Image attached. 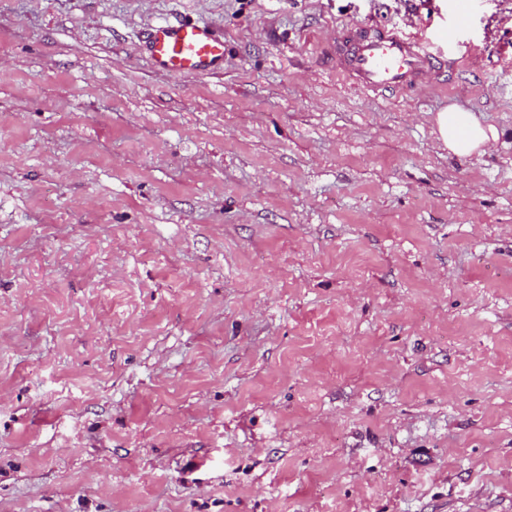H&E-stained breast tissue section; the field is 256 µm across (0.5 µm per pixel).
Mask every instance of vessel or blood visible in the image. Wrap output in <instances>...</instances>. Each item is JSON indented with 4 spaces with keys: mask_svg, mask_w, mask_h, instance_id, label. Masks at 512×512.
Instances as JSON below:
<instances>
[{
    "mask_svg": "<svg viewBox=\"0 0 512 512\" xmlns=\"http://www.w3.org/2000/svg\"><path fill=\"white\" fill-rule=\"evenodd\" d=\"M149 60L158 71L199 76L224 65V38L203 22H165L150 27L145 40ZM332 69L353 86L380 94L410 91L436 77L443 48L425 44L403 31L347 23L330 47Z\"/></svg>",
    "mask_w": 512,
    "mask_h": 512,
    "instance_id": "1",
    "label": "vessel or blood"
}]
</instances>
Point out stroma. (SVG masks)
I'll use <instances>...</instances> for the list:
<instances>
[{
  "mask_svg": "<svg viewBox=\"0 0 512 512\" xmlns=\"http://www.w3.org/2000/svg\"><path fill=\"white\" fill-rule=\"evenodd\" d=\"M352 20L455 73L353 87ZM0 512H512V0H0ZM145 48L153 67L166 74L199 76L224 66V36L203 22L155 24ZM435 123L439 139L448 151L457 156H469L479 152L496 133L492 127H484L470 113L459 112L449 107L438 112Z\"/></svg>",
  "mask_w": 512,
  "mask_h": 512,
  "instance_id": "stroma-1",
  "label": "stroma"
}]
</instances>
